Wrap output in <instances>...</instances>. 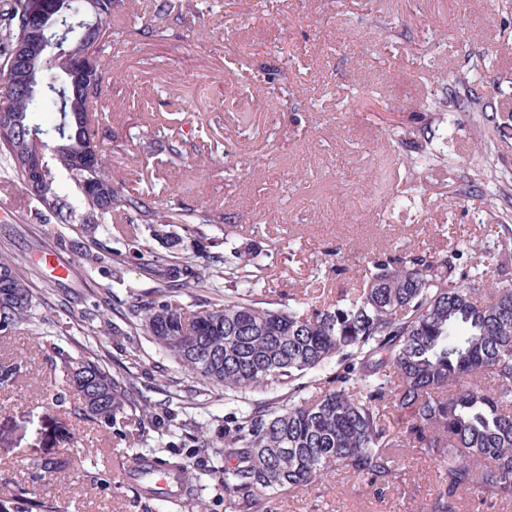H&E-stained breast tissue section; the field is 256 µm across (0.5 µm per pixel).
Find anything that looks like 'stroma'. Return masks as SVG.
Masks as SVG:
<instances>
[{"label": "stroma", "instance_id": "stroma-1", "mask_svg": "<svg viewBox=\"0 0 512 512\" xmlns=\"http://www.w3.org/2000/svg\"><path fill=\"white\" fill-rule=\"evenodd\" d=\"M187 21L155 0H120L99 138L126 195L193 227L200 265L225 246L279 241L290 271L263 269V297L325 299L359 285L368 259L471 243L465 262L512 253V0H189ZM484 109L460 108L461 79ZM139 215L113 213L89 236L40 211L0 162V255L40 303L41 320L0 331V499L30 512H228L224 423L274 391L225 398L205 388L125 312L166 280L135 257ZM132 368L148 400L144 437L75 414L58 353ZM161 448L198 480L183 506L122 480L132 457ZM53 458L41 483L30 465ZM433 464L410 461L384 495L327 472L269 512H424Z\"/></svg>", "mask_w": 512, "mask_h": 512}]
</instances>
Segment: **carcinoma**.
I'll use <instances>...</instances> for the list:
<instances>
[{"instance_id":"carcinoma-1","label":"carcinoma","mask_w":512,"mask_h":512,"mask_svg":"<svg viewBox=\"0 0 512 512\" xmlns=\"http://www.w3.org/2000/svg\"><path fill=\"white\" fill-rule=\"evenodd\" d=\"M70 13L96 32L73 27L54 58L29 60L41 91L10 94L0 87V158L18 174L32 198L62 224L95 229L112 212L133 210L152 236L175 242L176 216L121 194V179L105 161L92 94L72 86V71L102 79L101 47L112 41V2L67 0ZM30 0H8L0 11V79L12 60L40 37L28 13ZM187 0H156L159 16L185 19ZM52 106L49 128L32 115ZM46 162L35 179L31 158ZM76 198L59 191L58 176ZM468 246L445 253L407 249L368 262L360 288L334 303L262 307L253 300V259L224 255V266H197L195 254L175 256L150 248L136 255L167 278L186 276L197 288L224 278V301L185 311L167 291L131 305V314L155 343L186 370L224 395L257 389L288 391L270 409L258 405L224 426V490L232 512H264L285 492L311 484L318 473L367 483L377 493L394 484L406 456L437 466L428 512H458L460 494L479 503L512 498V284L500 279L508 257L487 252L468 267ZM39 303L26 278L0 256V324L15 329L35 319ZM68 387L79 395V416L122 430L142 418L150 403L133 397L132 378L91 358L58 356ZM336 361V375L316 372ZM309 377L307 384L296 381Z\"/></svg>"}]
</instances>
